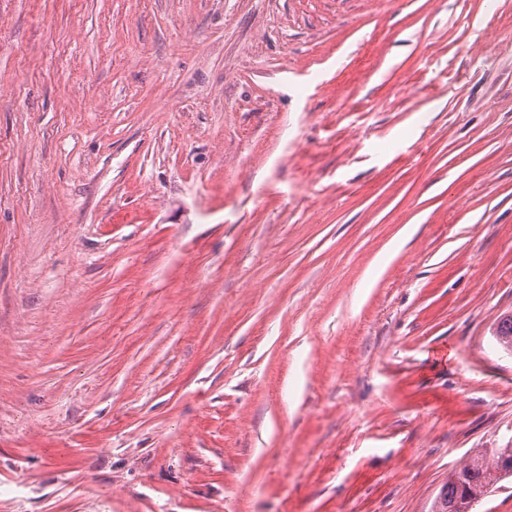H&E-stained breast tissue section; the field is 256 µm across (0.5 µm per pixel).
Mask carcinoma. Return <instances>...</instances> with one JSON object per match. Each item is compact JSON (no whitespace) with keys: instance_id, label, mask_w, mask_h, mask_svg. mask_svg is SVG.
Segmentation results:
<instances>
[{"instance_id":"carcinoma-1","label":"carcinoma","mask_w":512,"mask_h":512,"mask_svg":"<svg viewBox=\"0 0 512 512\" xmlns=\"http://www.w3.org/2000/svg\"><path fill=\"white\" fill-rule=\"evenodd\" d=\"M496 340L505 350L512 351V317L500 322ZM502 452L499 448L490 456L477 457L449 475L432 512H471V504L487 494L491 481L501 480L496 471Z\"/></svg>"}]
</instances>
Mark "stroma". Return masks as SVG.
<instances>
[{"label":"stroma","instance_id":"1","mask_svg":"<svg viewBox=\"0 0 512 512\" xmlns=\"http://www.w3.org/2000/svg\"><path fill=\"white\" fill-rule=\"evenodd\" d=\"M507 316L512 0H0V512H431Z\"/></svg>","mask_w":512,"mask_h":512}]
</instances>
